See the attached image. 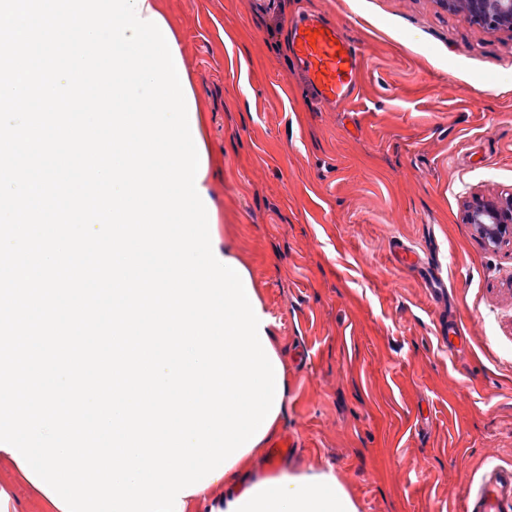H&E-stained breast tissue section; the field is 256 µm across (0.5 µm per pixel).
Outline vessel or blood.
Returning a JSON list of instances; mask_svg holds the SVG:
<instances>
[{
  "instance_id": "obj_1",
  "label": "vessel or blood",
  "mask_w": 512,
  "mask_h": 512,
  "mask_svg": "<svg viewBox=\"0 0 512 512\" xmlns=\"http://www.w3.org/2000/svg\"><path fill=\"white\" fill-rule=\"evenodd\" d=\"M289 51L321 104L343 101L355 91L363 52L336 24L299 18L290 28ZM466 512H512V467L492 468L469 494Z\"/></svg>"
}]
</instances>
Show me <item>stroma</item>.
Instances as JSON below:
<instances>
[{
  "label": "stroma",
  "mask_w": 512,
  "mask_h": 512,
  "mask_svg": "<svg viewBox=\"0 0 512 512\" xmlns=\"http://www.w3.org/2000/svg\"><path fill=\"white\" fill-rule=\"evenodd\" d=\"M161 6L205 111L218 235L288 367L280 469L334 471L359 512H465L512 465V243L490 249L464 220L473 196L512 194V31L438 0ZM305 12L363 51L333 109L288 55ZM397 243L439 269L446 299Z\"/></svg>",
  "instance_id": "1"
}]
</instances>
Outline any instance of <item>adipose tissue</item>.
Wrapping results in <instances>:
<instances>
[{
	"label": "adipose tissue",
	"instance_id": "1",
	"mask_svg": "<svg viewBox=\"0 0 512 512\" xmlns=\"http://www.w3.org/2000/svg\"><path fill=\"white\" fill-rule=\"evenodd\" d=\"M255 452H247L204 490L186 496L182 512H358L333 471L294 474L268 465L255 471Z\"/></svg>",
	"mask_w": 512,
	"mask_h": 512
}]
</instances>
